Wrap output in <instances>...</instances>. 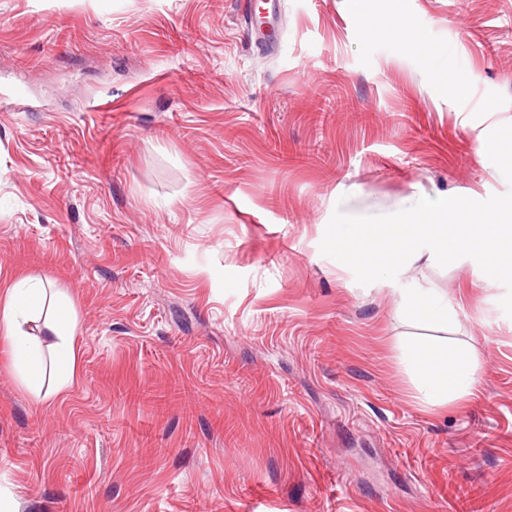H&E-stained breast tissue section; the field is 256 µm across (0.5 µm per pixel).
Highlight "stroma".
I'll use <instances>...</instances> for the list:
<instances>
[{
	"label": "stroma",
	"mask_w": 512,
	"mask_h": 512,
	"mask_svg": "<svg viewBox=\"0 0 512 512\" xmlns=\"http://www.w3.org/2000/svg\"><path fill=\"white\" fill-rule=\"evenodd\" d=\"M0 0V296L71 301L75 376L0 336V497L19 512H512V317L424 272L478 366L435 404L391 289L320 250L335 209L512 191V0ZM466 93H459V85ZM343 111L316 121L323 100Z\"/></svg>",
	"instance_id": "obj_1"
}]
</instances>
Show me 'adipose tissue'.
Listing matches in <instances>:
<instances>
[{
    "mask_svg": "<svg viewBox=\"0 0 512 512\" xmlns=\"http://www.w3.org/2000/svg\"><path fill=\"white\" fill-rule=\"evenodd\" d=\"M76 327L69 298L60 292L49 294L41 280L24 278L7 288L0 303V333L10 343L13 368L27 390L39 392L50 374L58 389L70 384L76 361ZM402 354L430 401L463 396L476 382L475 364L461 355L449 358L433 337L408 341Z\"/></svg>",
    "mask_w": 512,
    "mask_h": 512,
    "instance_id": "1",
    "label": "adipose tissue"
}]
</instances>
